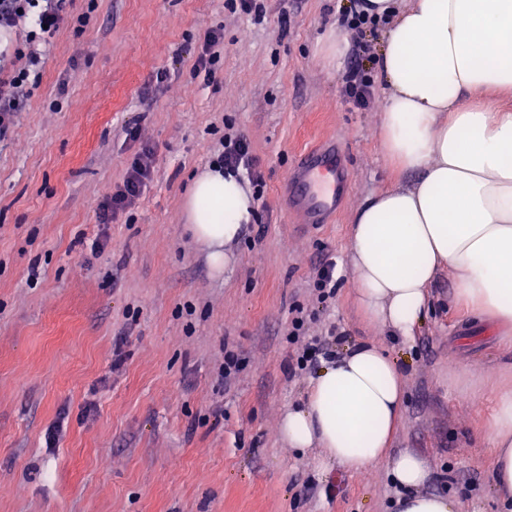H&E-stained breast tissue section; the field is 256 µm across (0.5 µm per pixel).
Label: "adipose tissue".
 Instances as JSON below:
<instances>
[{
  "instance_id": "ef3b65f1",
  "label": "adipose tissue",
  "mask_w": 512,
  "mask_h": 512,
  "mask_svg": "<svg viewBox=\"0 0 512 512\" xmlns=\"http://www.w3.org/2000/svg\"><path fill=\"white\" fill-rule=\"evenodd\" d=\"M358 10L390 24L377 57L387 97L380 147L414 174L368 199L350 235L355 301L364 316L410 342L441 269L456 299L478 319L512 335V0H359ZM254 201L235 177L206 169L184 200L195 239L215 272L228 245L254 218ZM405 404L395 359L373 344L354 346L323 368L305 408L287 411L280 432L291 447L324 448L350 472L383 464L405 494L401 512H462L461 502L421 490L425 461L390 445ZM493 481L512 493V387L498 390L487 429Z\"/></svg>"
}]
</instances>
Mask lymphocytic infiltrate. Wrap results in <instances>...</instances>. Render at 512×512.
Here are the masks:
<instances>
[{
	"label": "lymphocytic infiltrate",
	"instance_id": "lymphocytic-infiltrate-1",
	"mask_svg": "<svg viewBox=\"0 0 512 512\" xmlns=\"http://www.w3.org/2000/svg\"><path fill=\"white\" fill-rule=\"evenodd\" d=\"M70 0H0V36L13 39L12 55L15 66L0 65V136L14 124L18 112L33 93L31 78L39 65L51 38L65 24L70 15ZM343 25L360 36L361 41L350 63L344 93L355 107L367 108L373 98V79L366 63L369 59L367 45L362 38L377 33L384 24L383 18L352 9L343 13ZM224 33L218 28L206 29L194 50V76L212 81L224 59ZM155 150L142 148L131 159L121 181L107 186L100 194L96 206L99 223L114 224L129 210L147 190L154 172ZM212 165L246 178L251 185L254 201H262L266 180L261 161L256 156L250 140L236 131L225 132L212 158ZM314 316L296 311L288 322V339L297 344L291 370L313 367L318 358L328 356L325 337L312 333Z\"/></svg>",
	"mask_w": 512,
	"mask_h": 512
}]
</instances>
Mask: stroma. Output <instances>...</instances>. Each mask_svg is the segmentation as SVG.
I'll return each mask as SVG.
<instances>
[{
  "instance_id": "stroma-1",
  "label": "stroma",
  "mask_w": 512,
  "mask_h": 512,
  "mask_svg": "<svg viewBox=\"0 0 512 512\" xmlns=\"http://www.w3.org/2000/svg\"><path fill=\"white\" fill-rule=\"evenodd\" d=\"M340 8L263 0L254 21L224 0H72L78 23L52 40L0 141V512H397L385 465L352 473L281 437L282 414L328 364L289 373L294 307L335 328L334 356L373 342L397 358L406 405L391 447L423 457L424 492L501 512L485 428L512 383V344L457 302L444 269L408 346L353 299L354 214L413 176L382 154L383 92L356 108L343 92L349 58L325 56ZM211 27L224 30V66L200 84L192 53ZM134 117L136 142L122 132ZM228 118L263 163L265 232L247 226L218 274L183 203ZM329 137L350 189L328 223L302 224L285 177ZM145 145L157 148L148 190L128 221L98 223L100 191ZM99 237L106 246L90 252ZM324 254L343 280L321 304L308 281ZM229 350L241 367L228 378Z\"/></svg>"
}]
</instances>
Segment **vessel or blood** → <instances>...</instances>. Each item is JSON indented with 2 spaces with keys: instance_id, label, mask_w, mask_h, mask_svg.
Returning a JSON list of instances; mask_svg holds the SVG:
<instances>
[{
  "instance_id": "1",
  "label": "vessel or blood",
  "mask_w": 512,
  "mask_h": 512,
  "mask_svg": "<svg viewBox=\"0 0 512 512\" xmlns=\"http://www.w3.org/2000/svg\"><path fill=\"white\" fill-rule=\"evenodd\" d=\"M289 210L301 223L322 224L336 214L348 192L349 174L336 140L306 152L289 171Z\"/></svg>"
}]
</instances>
